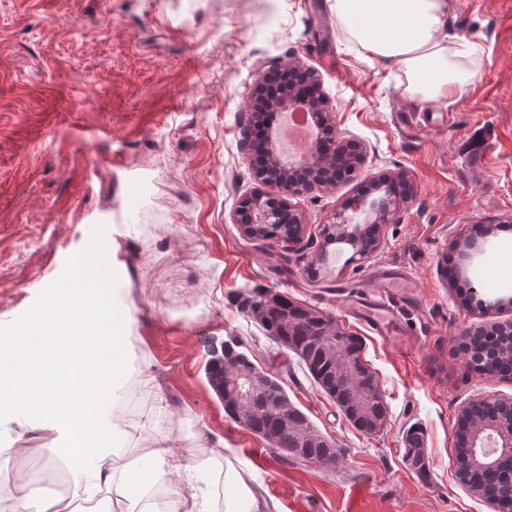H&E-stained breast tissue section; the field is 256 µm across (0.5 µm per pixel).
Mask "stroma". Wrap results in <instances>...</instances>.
<instances>
[{
	"instance_id": "obj_1",
	"label": "stroma",
	"mask_w": 512,
	"mask_h": 512,
	"mask_svg": "<svg viewBox=\"0 0 512 512\" xmlns=\"http://www.w3.org/2000/svg\"><path fill=\"white\" fill-rule=\"evenodd\" d=\"M447 24L480 45L468 62L478 75L462 96L424 102L398 64L361 56L330 0H0V335L69 285L107 230L127 313L117 388L140 391L136 411L106 413L116 431L100 448L117 471L136 469L160 431L209 460L199 486L215 506L229 461L280 512H493L455 477V426L470 402L512 400V380L473 372L459 349L465 331L512 322V0H451ZM291 61L318 74L340 139L366 146L365 173L413 185L364 261L320 235L355 198L352 181L293 198L296 244H261L232 220L260 187L242 148L256 88ZM475 224L495 231L459 255L454 241ZM381 268L405 270L416 289L395 309L413 346L371 332L336 293L370 287ZM253 287L361 337L388 404L383 431L353 428L240 312L237 291ZM231 337L341 448L334 467L277 456L225 417L205 367L210 345ZM413 424L425 480L404 458ZM29 433L41 451L15 454ZM62 445L58 431L0 424V468L34 499L57 496L44 474L70 466Z\"/></svg>"
}]
</instances>
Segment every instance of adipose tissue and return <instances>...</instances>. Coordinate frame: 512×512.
Returning a JSON list of instances; mask_svg holds the SVG:
<instances>
[{
  "mask_svg": "<svg viewBox=\"0 0 512 512\" xmlns=\"http://www.w3.org/2000/svg\"><path fill=\"white\" fill-rule=\"evenodd\" d=\"M331 9L364 55L396 60L411 78V92L424 99L455 97L472 76L448 59V0H333ZM111 266V249L94 243L77 262L72 286L54 290L44 314L0 336V419L62 432L69 457L92 459L74 475L85 505L64 497L33 500L1 469L0 498L13 501V512H97L94 501L107 491L113 512H210L193 483L205 461L174 450L169 438L157 440L143 465L150 484L166 488L159 501L149 500L150 484L117 474L96 453L111 427L103 407L124 368L114 340L119 319L105 286Z\"/></svg>",
  "mask_w": 512,
  "mask_h": 512,
  "instance_id": "adipose-tissue-1",
  "label": "adipose tissue"
}]
</instances>
